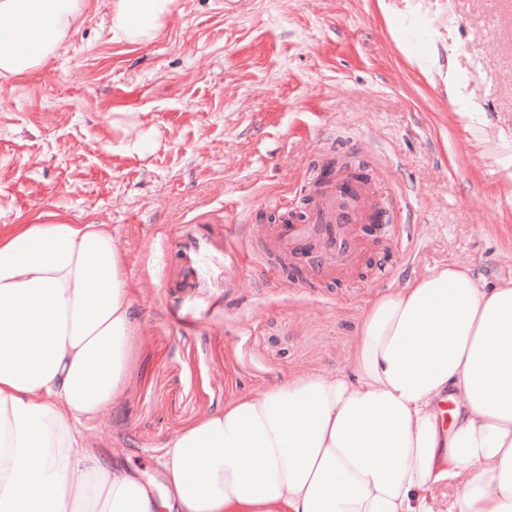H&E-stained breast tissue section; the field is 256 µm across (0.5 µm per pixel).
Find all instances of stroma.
<instances>
[{
  "instance_id": "obj_1",
  "label": "stroma",
  "mask_w": 512,
  "mask_h": 512,
  "mask_svg": "<svg viewBox=\"0 0 512 512\" xmlns=\"http://www.w3.org/2000/svg\"><path fill=\"white\" fill-rule=\"evenodd\" d=\"M93 2L58 57L0 83V229L105 224L122 251L125 386L89 422L93 446L162 482L166 438L232 394L346 368L375 295L451 263L489 287L512 279V0H242L232 14L180 0L145 46L113 41L110 0ZM116 112L152 151L128 148ZM333 158L412 225L409 252L379 237L340 276L248 241L247 225L303 211ZM188 234L218 263L187 297Z\"/></svg>"
}]
</instances>
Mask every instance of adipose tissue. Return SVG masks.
Instances as JSON below:
<instances>
[{"instance_id":"obj_1","label":"adipose tissue","mask_w":512,"mask_h":512,"mask_svg":"<svg viewBox=\"0 0 512 512\" xmlns=\"http://www.w3.org/2000/svg\"><path fill=\"white\" fill-rule=\"evenodd\" d=\"M179 0H112L154 41ZM89 0H0V78L42 70ZM133 303L103 224L0 230V512H512V280L451 264L366 306L350 367L236 397L165 441L167 485L91 447L125 380ZM456 389L449 430L435 402Z\"/></svg>"}]
</instances>
